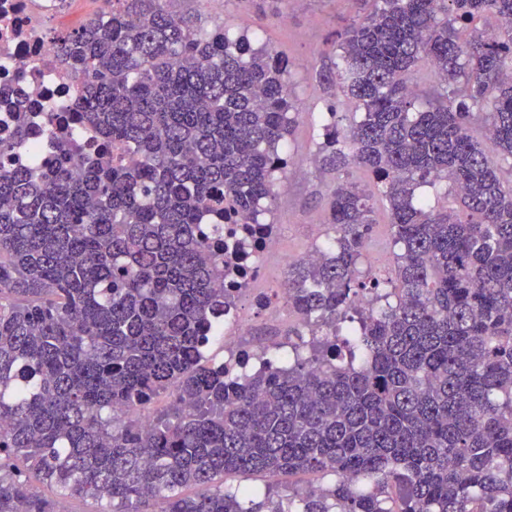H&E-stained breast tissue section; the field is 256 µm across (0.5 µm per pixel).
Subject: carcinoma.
<instances>
[{
  "mask_svg": "<svg viewBox=\"0 0 512 512\" xmlns=\"http://www.w3.org/2000/svg\"><path fill=\"white\" fill-rule=\"evenodd\" d=\"M168 2L60 34L94 150L0 164V512H60L37 482L101 512H512V0H373L337 34L318 80L355 111L327 106L314 156L377 194L336 183L321 258L288 268L293 361L252 374L209 353L255 247L224 225L268 223L301 107L286 58ZM441 182L453 205L417 194ZM377 197L393 278L361 270ZM297 474L336 481L283 494Z\"/></svg>",
  "mask_w": 512,
  "mask_h": 512,
  "instance_id": "cac0c4a2",
  "label": "carcinoma"
}]
</instances>
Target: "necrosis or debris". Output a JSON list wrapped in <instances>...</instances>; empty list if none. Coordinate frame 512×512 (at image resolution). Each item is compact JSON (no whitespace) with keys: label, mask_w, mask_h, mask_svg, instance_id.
<instances>
[{"label":"necrosis or debris","mask_w":512,"mask_h":512,"mask_svg":"<svg viewBox=\"0 0 512 512\" xmlns=\"http://www.w3.org/2000/svg\"><path fill=\"white\" fill-rule=\"evenodd\" d=\"M74 0H0V137L16 129V108L27 112L28 146L9 157L23 168L45 166L57 140L95 144L92 130H76L68 111L81 96L80 75L58 60L49 20L69 14Z\"/></svg>","instance_id":"obj_1"}]
</instances>
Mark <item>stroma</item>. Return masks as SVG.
<instances>
[{"label": "stroma", "instance_id": "stroma-1", "mask_svg": "<svg viewBox=\"0 0 512 512\" xmlns=\"http://www.w3.org/2000/svg\"><path fill=\"white\" fill-rule=\"evenodd\" d=\"M168 7L178 16H198L210 28L226 23L232 32L247 31L251 40L287 57L291 80L306 112L292 130L289 147L295 163L285 171L284 186L271 217L280 241L279 250L265 258L266 285L250 287L249 298L241 302L240 313L248 318L249 325L238 336L235 347L247 350L254 337L287 330L298 320L287 305L275 298L274 286L286 282L289 263L325 241V206L337 181L335 173L310 161L321 139L320 126L313 123L310 116L323 112L326 104L332 102L342 112L351 108L339 89L328 90L319 83L317 73L332 65L333 57L326 50L328 43L335 40L346 20L363 14L370 4L368 0H286L282 14L262 19L256 17L248 0H170ZM373 219L367 260L373 271L386 274L394 267L397 250L392 245L388 213L383 203H376ZM261 292L270 295L272 306L278 307L277 322L267 321L265 314L252 306L251 296Z\"/></svg>", "mask_w": 512, "mask_h": 512}]
</instances>
